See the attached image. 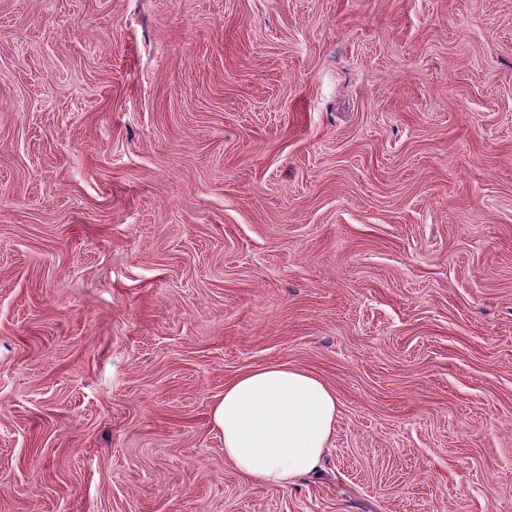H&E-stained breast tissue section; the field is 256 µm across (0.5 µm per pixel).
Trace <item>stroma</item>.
I'll list each match as a JSON object with an SVG mask.
<instances>
[{
	"instance_id": "stroma-1",
	"label": "stroma",
	"mask_w": 512,
	"mask_h": 512,
	"mask_svg": "<svg viewBox=\"0 0 512 512\" xmlns=\"http://www.w3.org/2000/svg\"><path fill=\"white\" fill-rule=\"evenodd\" d=\"M0 512H512V0H0ZM336 402L319 377L286 362L236 376L212 408V421L224 435L225 462L251 484L288 487L319 465Z\"/></svg>"
}]
</instances>
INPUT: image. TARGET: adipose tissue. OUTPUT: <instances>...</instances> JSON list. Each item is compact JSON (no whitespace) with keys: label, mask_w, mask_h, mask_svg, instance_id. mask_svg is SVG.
<instances>
[{"label":"adipose tissue","mask_w":512,"mask_h":512,"mask_svg":"<svg viewBox=\"0 0 512 512\" xmlns=\"http://www.w3.org/2000/svg\"><path fill=\"white\" fill-rule=\"evenodd\" d=\"M336 411V396L319 377L276 362L226 383L212 421L227 464L251 484L285 487L317 468Z\"/></svg>","instance_id":"1"}]
</instances>
